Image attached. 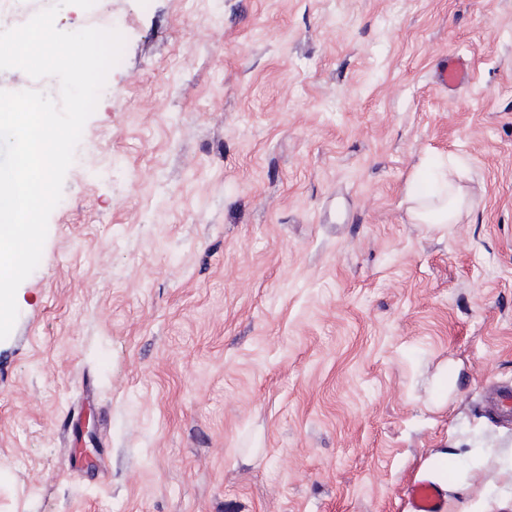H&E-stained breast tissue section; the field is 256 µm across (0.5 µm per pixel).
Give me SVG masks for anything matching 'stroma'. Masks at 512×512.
Here are the masks:
<instances>
[{
  "label": "stroma",
  "instance_id": "obj_1",
  "mask_svg": "<svg viewBox=\"0 0 512 512\" xmlns=\"http://www.w3.org/2000/svg\"><path fill=\"white\" fill-rule=\"evenodd\" d=\"M105 17L123 54L0 340V512H408L439 452L445 512H512L482 408L512 386V0L55 24ZM451 160L460 223H412L408 180ZM469 83L468 64L463 57H458L442 72L438 78L441 89L455 92Z\"/></svg>",
  "mask_w": 512,
  "mask_h": 512
}]
</instances>
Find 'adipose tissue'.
Wrapping results in <instances>:
<instances>
[{"label": "adipose tissue", "mask_w": 512, "mask_h": 512, "mask_svg": "<svg viewBox=\"0 0 512 512\" xmlns=\"http://www.w3.org/2000/svg\"><path fill=\"white\" fill-rule=\"evenodd\" d=\"M440 189L435 194L409 192L408 213L413 223L444 226L455 224L468 208L469 200L458 183L455 173L441 172L438 176Z\"/></svg>", "instance_id": "obj_1"}]
</instances>
